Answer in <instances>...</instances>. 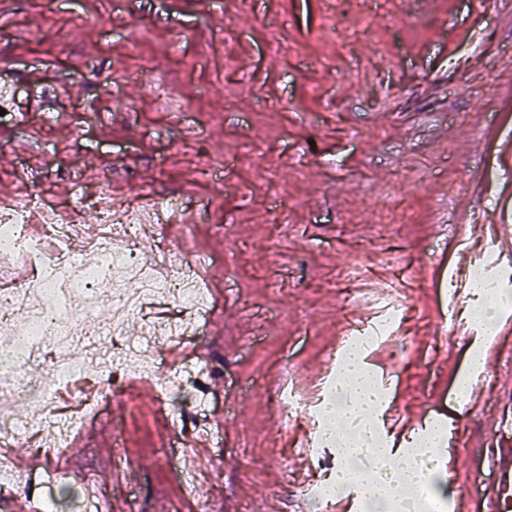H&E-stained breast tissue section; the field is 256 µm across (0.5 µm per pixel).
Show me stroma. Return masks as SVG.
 Returning a JSON list of instances; mask_svg holds the SVG:
<instances>
[{"label":"stroma","mask_w":512,"mask_h":512,"mask_svg":"<svg viewBox=\"0 0 512 512\" xmlns=\"http://www.w3.org/2000/svg\"><path fill=\"white\" fill-rule=\"evenodd\" d=\"M511 70L512 0H0V199L27 186L65 200L76 170L208 205L140 240L148 258L161 237L212 257L206 387L161 414L153 386L102 383L107 411L66 448L57 512H79L91 479L112 512H170L181 495L159 450L210 400L223 442L197 459L208 512H282L314 477L298 444L323 424L354 325L397 307L360 358L391 380L389 464L442 428L454 445L430 512L480 501L482 439L512 407V359L496 355L512 346V267L488 328L468 318L467 279L474 245L500 252L497 187L475 181L512 167ZM218 163L221 183L202 181ZM355 257L371 273L346 299L330 283Z\"/></svg>","instance_id":"stroma-1"}]
</instances>
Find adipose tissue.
Here are the masks:
<instances>
[{
  "label": "adipose tissue",
  "mask_w": 512,
  "mask_h": 512,
  "mask_svg": "<svg viewBox=\"0 0 512 512\" xmlns=\"http://www.w3.org/2000/svg\"><path fill=\"white\" fill-rule=\"evenodd\" d=\"M338 389L347 397L343 418L354 434L353 441L343 446L342 452L348 458L361 457L366 461L365 466L345 468L337 479L338 484L357 485L363 498L376 506L412 493L428 497L440 437L426 441L419 452L409 457L405 470L395 473L388 465L391 451L378 438L368 419L370 410L382 400L381 391L353 361L348 362L340 374Z\"/></svg>",
  "instance_id": "adipose-tissue-1"
}]
</instances>
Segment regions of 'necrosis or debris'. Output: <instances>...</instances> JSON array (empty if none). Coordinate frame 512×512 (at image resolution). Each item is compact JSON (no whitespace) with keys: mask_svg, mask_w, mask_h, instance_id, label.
<instances>
[{"mask_svg":"<svg viewBox=\"0 0 512 512\" xmlns=\"http://www.w3.org/2000/svg\"><path fill=\"white\" fill-rule=\"evenodd\" d=\"M92 205L82 183H75L70 199L54 205L55 222L42 236L30 234L22 206L0 203V403L37 400L48 412H55L61 400L78 395L76 414H85L99 388L87 375L84 364L65 357L63 342L77 334L107 336L111 339V360L100 368L110 376L114 388H124V375L132 371L143 344L166 352L169 342L192 340L205 335L206 328L194 325L203 316L198 270L202 257L180 263L170 256L144 262L138 244L145 216L161 220L182 209L174 199L149 200L147 207L130 203L115 211L105 206L99 211L102 230L97 240L73 237L72 227ZM159 300L176 303L187 314L175 322L146 315L149 304ZM109 308L113 319L98 322L101 308ZM25 309L23 321H16L18 309ZM143 315L139 335H127L124 317ZM40 353L53 371L52 383L27 371L32 353ZM156 397L168 401L173 389L198 387L203 370L193 356H186L176 373L165 372L153 363L146 370ZM24 416H16L12 427L0 434V487L16 482L35 486L43 481V464H57L60 456L46 447L34 448L38 464L27 470L17 468L8 450L18 438L30 437Z\"/></svg>","mask_w":512,"mask_h":512,"instance_id":"4bbe7bcc","label":"necrosis or debris"}]
</instances>
